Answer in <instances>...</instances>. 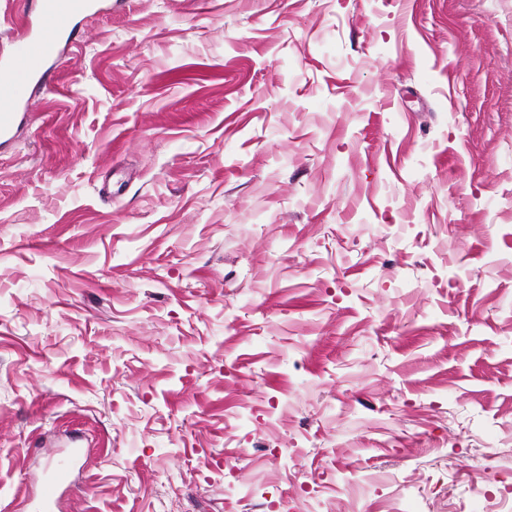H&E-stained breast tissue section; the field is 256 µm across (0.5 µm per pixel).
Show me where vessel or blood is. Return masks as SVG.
<instances>
[{"instance_id": "1", "label": "vessel or blood", "mask_w": 512, "mask_h": 512, "mask_svg": "<svg viewBox=\"0 0 512 512\" xmlns=\"http://www.w3.org/2000/svg\"><path fill=\"white\" fill-rule=\"evenodd\" d=\"M24 18L33 24L18 40L5 61L6 67L24 74L21 83L0 84V144L13 139L24 119L22 105L28 104L35 89L48 84L52 74L46 65L63 41L71 39L68 24L90 11L100 8V0H23ZM66 464L53 468L42 484L35 512H55L59 491L66 482Z\"/></svg>"}]
</instances>
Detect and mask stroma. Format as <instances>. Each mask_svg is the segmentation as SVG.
<instances>
[{
	"mask_svg": "<svg viewBox=\"0 0 512 512\" xmlns=\"http://www.w3.org/2000/svg\"><path fill=\"white\" fill-rule=\"evenodd\" d=\"M0 150V508L503 512L512 0H112ZM68 462L53 468L42 484L38 495V504L34 512H55L59 491L69 475Z\"/></svg>",
	"mask_w": 512,
	"mask_h": 512,
	"instance_id": "obj_1",
	"label": "stroma"
}]
</instances>
